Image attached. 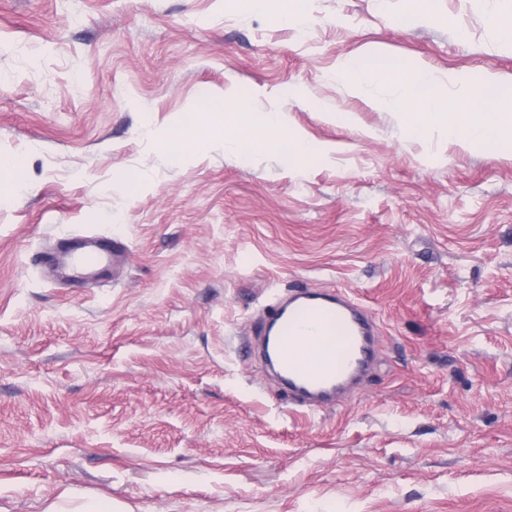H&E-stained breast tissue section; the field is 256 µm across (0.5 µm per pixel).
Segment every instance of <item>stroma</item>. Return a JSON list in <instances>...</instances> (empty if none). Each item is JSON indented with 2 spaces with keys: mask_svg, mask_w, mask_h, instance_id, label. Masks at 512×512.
<instances>
[{
  "mask_svg": "<svg viewBox=\"0 0 512 512\" xmlns=\"http://www.w3.org/2000/svg\"><path fill=\"white\" fill-rule=\"evenodd\" d=\"M0 0V512H512V146L403 134L340 56L512 74L484 0ZM279 113L289 164L225 98ZM195 113L206 145L173 158ZM348 122L336 120L337 113ZM239 138L231 155L224 140ZM125 252L58 279L60 240ZM343 288L381 351L295 403L245 344L272 293Z\"/></svg>",
  "mask_w": 512,
  "mask_h": 512,
  "instance_id": "obj_1",
  "label": "stroma"
}]
</instances>
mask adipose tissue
<instances>
[{"label":"adipose tissue","instance_id":"adipose-tissue-1","mask_svg":"<svg viewBox=\"0 0 512 512\" xmlns=\"http://www.w3.org/2000/svg\"><path fill=\"white\" fill-rule=\"evenodd\" d=\"M393 74L392 67L371 53L341 57L336 66L337 78L349 81L357 89L370 81L390 80ZM400 84L402 94L392 107L405 113L404 128L408 136L418 137L439 126L446 130L449 139L469 146L495 151L504 144H512L511 76L483 75L471 82V96L461 102L448 101L440 82L413 69L402 75ZM224 116L229 122L258 127L265 141L286 145L290 161H306L316 152L305 139L288 136L278 113H256L250 111L247 102L228 99L224 102Z\"/></svg>","mask_w":512,"mask_h":512}]
</instances>
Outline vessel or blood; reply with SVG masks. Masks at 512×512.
<instances>
[{
    "label": "vessel or blood",
    "mask_w": 512,
    "mask_h": 512,
    "mask_svg": "<svg viewBox=\"0 0 512 512\" xmlns=\"http://www.w3.org/2000/svg\"><path fill=\"white\" fill-rule=\"evenodd\" d=\"M106 246L71 249L69 265L73 278L109 262ZM320 326L337 333L341 351L309 364L296 345L298 338L311 336ZM378 324L372 312L356 302L344 289L313 292L293 291L287 302L269 307V319L257 329V346L281 389L303 405L318 409L340 397L348 384L367 374L377 358L375 336Z\"/></svg>",
    "instance_id": "obj_1"
}]
</instances>
